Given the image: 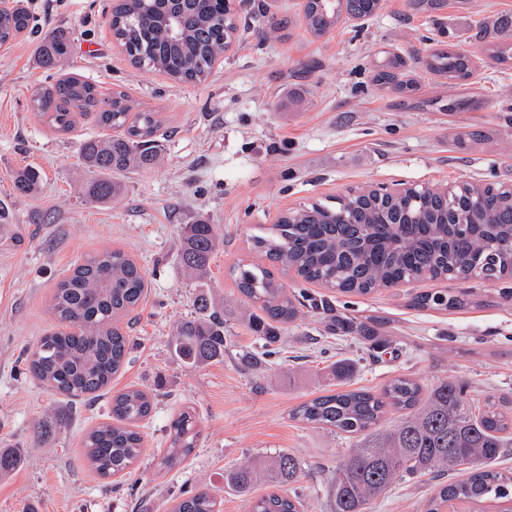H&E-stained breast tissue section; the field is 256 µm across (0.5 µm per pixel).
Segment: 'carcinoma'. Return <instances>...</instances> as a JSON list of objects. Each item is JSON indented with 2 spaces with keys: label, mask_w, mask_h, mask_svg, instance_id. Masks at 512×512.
Wrapping results in <instances>:
<instances>
[{
  "label": "carcinoma",
  "mask_w": 512,
  "mask_h": 512,
  "mask_svg": "<svg viewBox=\"0 0 512 512\" xmlns=\"http://www.w3.org/2000/svg\"><path fill=\"white\" fill-rule=\"evenodd\" d=\"M383 0H305L306 31L322 38L341 19L377 14ZM22 9L0 13V43L13 41L30 27ZM115 41L129 61L157 70L176 83L208 78L215 57L238 33V20L224 11L221 0H119L111 12ZM67 34L40 43L37 58L43 68L59 67L68 53ZM484 54L498 64L512 65V28L498 31ZM421 67L450 88L466 86L474 73L473 57L437 48ZM374 85L409 108L438 106L442 112L473 109L471 97L444 101L418 98L419 83L409 74L407 60L383 52L377 59ZM95 87L68 76L41 89L32 109L60 133L73 130L76 116L96 103ZM99 125L118 134L82 141L80 160L89 174L86 195L109 202L123 186L119 176L161 164L164 149L158 139L157 112H134L128 96L112 92L109 109L97 113ZM463 150L486 141L479 130L453 134ZM41 181L32 167L19 169L14 187L22 196L34 195ZM180 262L186 272L205 278L221 244L213 225L203 220L180 229ZM252 251L268 264H237L230 268L237 290L253 306L248 327L267 343L279 340L283 328L301 316L305 302L275 275L294 272L305 282L318 283L342 294H371L381 288L422 280L494 282L512 278V188L460 181L445 192L416 201L413 189L391 194L374 187H357L333 199L316 200L283 212L269 228L251 237ZM147 273L121 249H105L83 259L54 289L51 309L59 326L48 330L26 354L30 374L47 389L69 400L92 402L124 367L133 337L122 319L146 297ZM417 308H459L464 300L444 291L414 298ZM199 315L179 322L172 334L175 354L192 365L224 357V312L207 298L198 300ZM336 329L374 340L376 325L333 318ZM402 412L390 426L379 423L387 409ZM153 409V397L137 388L113 395L111 421L84 435L90 466L104 478L127 472L142 454L140 423ZM292 416L325 426L356 439L348 456L336 467L329 490L330 512H366L397 481L426 475L438 481L423 512H512V472L494 468L503 449L512 446V400L492 397L476 405L464 386L450 377L423 392L409 377L390 380L380 392L348 390L324 394L300 404ZM201 437L194 412L182 410L169 427V446L159 463L166 472L180 465ZM21 464V456L0 449V475ZM302 466L291 453L279 451L246 460L224 475L225 486L246 494L257 483L271 485L249 501L248 512H303L304 504L286 486L299 477ZM453 470L466 478L448 484L440 478ZM217 495L200 489L174 505L171 512H220Z\"/></svg>",
  "instance_id": "obj_1"
}]
</instances>
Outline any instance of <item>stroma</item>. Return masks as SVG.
I'll return each instance as SVG.
<instances>
[{
  "label": "stroma",
  "instance_id": "stroma-1",
  "mask_svg": "<svg viewBox=\"0 0 512 512\" xmlns=\"http://www.w3.org/2000/svg\"><path fill=\"white\" fill-rule=\"evenodd\" d=\"M264 2L266 20L252 23L201 84L131 66L112 38V0H25L28 31L0 46V214L14 226L0 238V448L23 454L22 465L0 479V512H168L200 488L219 491L222 512H247L249 496L225 489L224 474L274 451L299 459L303 475L288 490L306 512H329L330 480L354 441L291 412L326 393L316 374L339 359L357 362L350 389L377 391L406 375L427 390L451 376L479 401L512 396V279L423 281L350 296L291 274L289 291L329 300L336 315L359 323L382 320L383 335L368 349L357 336L325 332V312L310 307L270 352L243 323L250 303L229 274L236 261H255L249 243L258 225L314 199L357 186L512 184V126L502 115L512 108V68L479 52L498 26L512 23V0H470L464 9L445 0L431 14L411 11L410 0H384L378 16L320 39L302 23L304 0ZM58 29L73 38L65 72L105 95L124 90L137 109L164 119L163 165L126 172L123 194L106 204L85 197L88 174L77 155L82 140L104 133L94 114L63 134L31 108L32 96L56 81L38 66L35 48ZM440 47L475 54L479 69L468 91L489 108L402 109L373 85L381 52L410 59ZM456 127L482 131L488 141L459 150L450 136ZM25 166L42 175L33 197L12 190ZM199 219L224 240L203 280L179 263V230ZM107 248L135 258L149 280L135 344L112 388H140L155 405L143 423L139 461L128 474L104 479L82 441L106 421L107 399L69 404L30 377L23 352L56 324V283ZM442 289L464 307H413L417 294ZM201 293L224 308L227 348L223 359L192 365L170 340ZM185 406L198 415L201 438L181 466L161 472L170 421ZM433 491L432 483L403 481L370 512H421Z\"/></svg>",
  "mask_w": 512,
  "mask_h": 512
}]
</instances>
